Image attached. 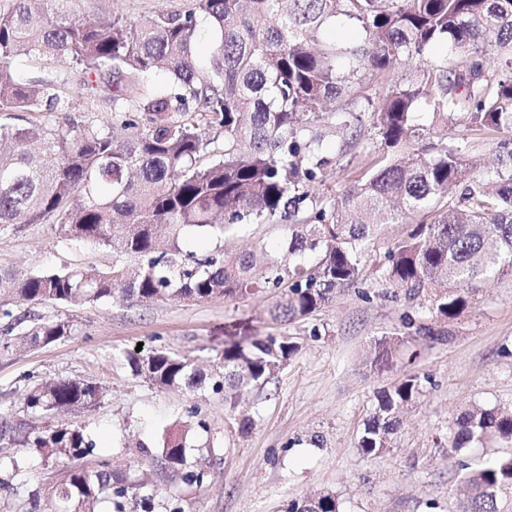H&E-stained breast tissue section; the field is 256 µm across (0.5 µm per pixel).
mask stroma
<instances>
[{
	"label": "stroma",
	"instance_id": "35a3bbf8",
	"mask_svg": "<svg viewBox=\"0 0 512 512\" xmlns=\"http://www.w3.org/2000/svg\"><path fill=\"white\" fill-rule=\"evenodd\" d=\"M193 0H72L77 17L136 19L159 11L186 13ZM419 60L394 64L384 75H365L353 85V111L363 139L376 135L371 114L394 87L413 82ZM414 125L428 141L441 136L472 143V159H490L494 136L476 134L463 120L436 123L425 102H417ZM323 151L331 165L315 193L335 199L367 165V153L350 135L329 134ZM404 231L385 224L362 259L359 284L337 290L331 303L311 315L282 323L267 319V296L205 302L159 300L147 306L119 300L68 308L52 303L18 305L16 314L72 320L65 341L39 348L11 338L0 354V390L14 387L5 413L11 424L46 426L27 412L21 392L28 382L59 379L95 382L105 390L95 407L58 415L95 441L86 467L123 476L154 494V512H283L288 501L332 492L340 512H456L462 498V464L512 454V444L490 440L451 451L450 427L477 404L512 411V275L480 284L459 317L433 322L442 338L412 339L407 317H421L417 303L382 277L385 253ZM116 257L89 242L60 241L52 225L24 224L0 230V268L50 270L73 264L110 268ZM246 323L251 331L282 334L299 351L265 385L238 398L211 390L179 392L153 387L132 375L124 360L136 347L164 349L208 362L222 349L226 333ZM401 340L393 367L376 372L365 365L374 340ZM414 374L421 392L401 415L387 449L364 455L359 439L377 405L381 388ZM198 410L210 426L215 452L206 458L203 485L184 483L152 465L164 430ZM248 431H240L242 420ZM24 492L0 489V512H32L31 496L49 505L65 463L24 456Z\"/></svg>",
	"mask_w": 512,
	"mask_h": 512
}]
</instances>
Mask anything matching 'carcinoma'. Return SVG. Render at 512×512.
<instances>
[{
    "instance_id": "1",
    "label": "carcinoma",
    "mask_w": 512,
    "mask_h": 512,
    "mask_svg": "<svg viewBox=\"0 0 512 512\" xmlns=\"http://www.w3.org/2000/svg\"><path fill=\"white\" fill-rule=\"evenodd\" d=\"M71 0H10L0 9V112H56L45 125H0V226L53 225L65 240L89 241L125 257L109 269L66 266L22 272L0 269V332L24 331L46 347L69 338V319L16 316L12 307L52 301L70 308L110 299L150 304L163 298L208 301L268 294L273 321L305 317L336 290L360 280L362 257L383 224L406 231L387 249L385 278L414 300L429 294V312L454 319L471 303L475 284L512 272V0H195L185 14L158 12L92 21L70 11ZM356 21L363 40L345 50L319 33L334 18ZM209 25L207 67L198 64L200 24ZM444 42L448 59L430 64L415 83L386 94L373 112L379 140L366 150L374 166L335 200L305 190L329 165L325 135L357 136L359 119L343 103L352 79L394 62L422 59ZM499 56L488 66L489 52ZM74 79H58V62ZM43 76L19 81L20 64ZM167 71L173 86L146 81ZM96 76L112 99L115 137L105 124L80 121L94 111L71 85ZM424 100L448 123L498 133L495 163L475 171L471 145L424 143L413 108ZM257 223L282 235L278 250L257 239L245 252L218 246L192 264L182 259L189 231L225 235ZM318 254L315 266L301 254ZM286 336L231 338L209 370L163 349L128 353L132 374L160 389L211 388L238 394L267 384L297 353ZM396 345L374 342L367 362L393 365ZM420 393L409 375L381 390L359 447L387 448L399 413ZM87 380L31 384L26 410L47 417L100 403ZM195 421L166 433L152 463L192 484L204 469L189 454L187 434L209 432ZM496 439L512 444V411L474 405L453 423L451 449ZM34 451L49 463L78 461L93 448L72 424L25 430L0 420V441ZM469 496L463 512H512V455L463 465ZM134 487L105 470L74 465L52 491L51 512H93L101 500L125 512ZM286 512H339L322 492L288 503Z\"/></svg>"
}]
</instances>
